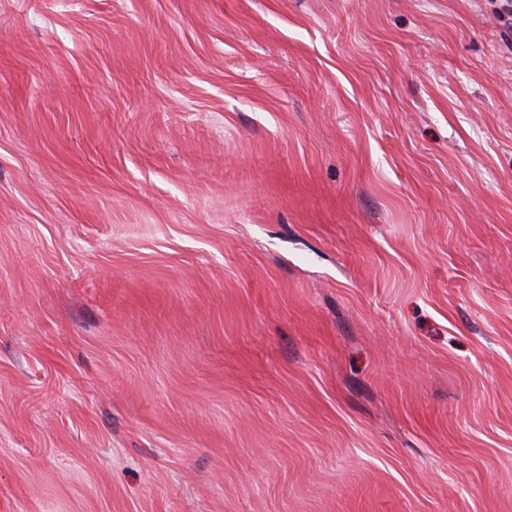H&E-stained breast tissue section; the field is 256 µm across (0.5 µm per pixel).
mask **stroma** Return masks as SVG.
Returning <instances> with one entry per match:
<instances>
[{"mask_svg":"<svg viewBox=\"0 0 512 512\" xmlns=\"http://www.w3.org/2000/svg\"><path fill=\"white\" fill-rule=\"evenodd\" d=\"M501 0H0V512H512Z\"/></svg>","mask_w":512,"mask_h":512,"instance_id":"35a3bbf8","label":"stroma"}]
</instances>
